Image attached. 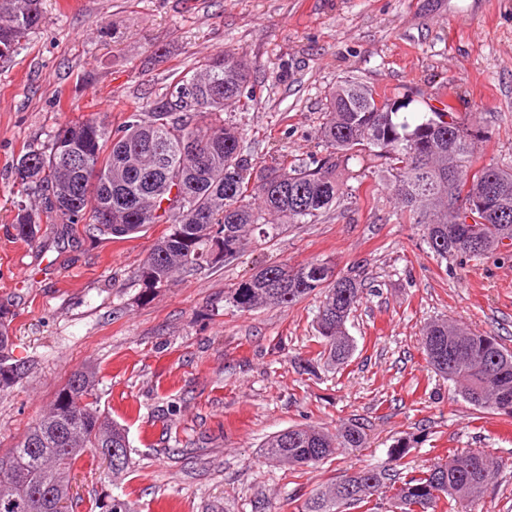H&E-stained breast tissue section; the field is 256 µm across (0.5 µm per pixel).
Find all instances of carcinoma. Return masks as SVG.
Returning a JSON list of instances; mask_svg holds the SVG:
<instances>
[{"instance_id":"cac0c4a2","label":"carcinoma","mask_w":512,"mask_h":512,"mask_svg":"<svg viewBox=\"0 0 512 512\" xmlns=\"http://www.w3.org/2000/svg\"><path fill=\"white\" fill-rule=\"evenodd\" d=\"M43 21L41 0L0 4V46L15 53ZM203 72L181 78L143 112H132L112 129L90 117L57 129L48 145L33 148L13 164L26 171L21 184L41 195V211L18 209L16 236L33 240L41 215L61 224H86L104 236L135 237L149 224L168 225L141 268L145 290L168 283L177 268H220L236 260L253 236L274 238L290 224H309L349 195L351 165L365 161L383 174L400 204V215L423 228L430 251L441 260L464 255L487 259L512 247V170L476 165L483 141L479 129L449 105L428 106L414 117L403 113L413 99L388 95L355 76L340 81L327 99L319 131L323 154L303 167L283 163L255 168L241 151V134L220 120L229 104L249 98L251 67L224 49L202 64ZM194 143L196 154L182 150ZM80 160L77 168L64 157ZM500 189L502 203L487 211V186ZM80 205H72V199ZM364 293L359 276L331 261L260 269L226 296L239 312L290 305L320 296L316 325L324 345L318 356L345 364L354 350L346 323ZM13 313L0 306V393L10 391L25 367L13 356ZM446 338V360L436 361V339ZM423 350L435 372L448 378L470 405L512 417V351L495 337L437 319L423 331ZM96 372L71 375L50 411L0 459V512H54L69 500L71 473L88 450L105 457L121 453L112 466L117 478L129 467L126 429L103 416L94 400ZM508 401L509 408L502 407ZM362 427L345 423L332 432L294 426L263 444L265 457L290 468L329 459L339 448H363ZM407 445L391 449L393 467L361 469L316 489L302 512H344L367 503L385 488L394 490L391 512H436L441 500L474 502L487 491L502 462L481 451L457 452L425 471L396 469Z\"/></svg>"}]
</instances>
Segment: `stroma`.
<instances>
[{"mask_svg":"<svg viewBox=\"0 0 512 512\" xmlns=\"http://www.w3.org/2000/svg\"><path fill=\"white\" fill-rule=\"evenodd\" d=\"M43 22L0 63V305L14 314L13 356L28 371L0 395V457L46 413L69 377L94 367L97 404L123 424L130 465L113 479L87 453L73 512L119 497L131 512H300L311 491L384 465L406 442L407 465L449 453L502 459L487 492L454 512H512V418L467 404L427 364L422 330L446 318L512 350V251L440 261L422 229L397 216L379 176L312 224H292L221 268L175 271L145 292L140 269L165 225L116 240L42 222L35 241L13 228L38 208L13 164L67 122L110 126L172 91L204 57L230 47L252 67L248 106L225 109L257 166L316 150L327 97L355 72L411 111L445 99L487 139L482 163L512 166V0H41ZM314 260L363 277L346 329L347 364H308L321 351L318 297L238 312L229 288L270 264ZM354 421L363 448L288 468L262 454L291 426Z\"/></svg>","mask_w":512,"mask_h":512,"instance_id":"1","label":"stroma"}]
</instances>
